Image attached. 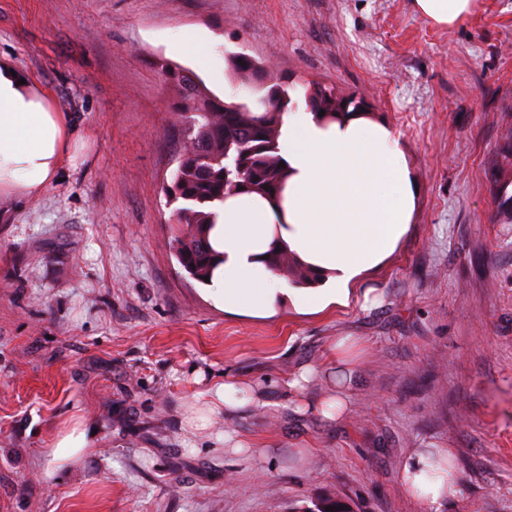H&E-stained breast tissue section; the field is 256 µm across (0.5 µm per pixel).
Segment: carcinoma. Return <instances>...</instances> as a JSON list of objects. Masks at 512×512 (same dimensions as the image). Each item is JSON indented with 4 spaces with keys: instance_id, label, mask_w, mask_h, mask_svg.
Here are the masks:
<instances>
[{
    "instance_id": "obj_1",
    "label": "carcinoma",
    "mask_w": 512,
    "mask_h": 512,
    "mask_svg": "<svg viewBox=\"0 0 512 512\" xmlns=\"http://www.w3.org/2000/svg\"><path fill=\"white\" fill-rule=\"evenodd\" d=\"M242 54L229 57L237 76L247 84L265 90L264 96L275 102V111L259 116L233 102H225L201 93L194 76L185 70L168 67L163 71L180 88L181 105L177 109L183 118L184 147L167 189L168 203L175 205L173 213L178 224L173 237V249L183 270L199 283L212 274L218 265V254L209 241L215 224L213 208L224 202L232 191L276 194L285 177L278 155L277 139L281 117L288 110L291 98L280 84L268 85L263 68L247 63L240 65ZM312 111L334 118L361 110L351 97H339L332 88L315 84L310 88ZM493 174L496 189V218L503 224L512 223V143L498 153ZM272 268L282 271L294 284L311 285L317 275L292 257L274 252L269 258Z\"/></svg>"
}]
</instances>
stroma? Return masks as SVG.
Segmentation results:
<instances>
[{
	"instance_id": "1",
	"label": "stroma",
	"mask_w": 512,
	"mask_h": 512,
	"mask_svg": "<svg viewBox=\"0 0 512 512\" xmlns=\"http://www.w3.org/2000/svg\"><path fill=\"white\" fill-rule=\"evenodd\" d=\"M449 27L413 0H0V56L77 120L88 147L36 198L0 214V512H304L334 494L352 512H512V223L491 164L512 137V0H476ZM196 30L215 84L169 49ZM244 53L303 104L312 83L363 101L398 134L417 205L363 287L377 309L225 315L172 247L164 189L177 163V86L255 104L229 71ZM339 336L366 344L352 407L329 421L284 385L341 371ZM263 384L269 407L208 411L213 384ZM90 453L53 469L62 425ZM231 431L264 459L226 451ZM415 448H449L456 500L430 510L403 490Z\"/></svg>"
}]
</instances>
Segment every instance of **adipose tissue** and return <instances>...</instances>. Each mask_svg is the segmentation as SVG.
Returning <instances> with one entry per match:
<instances>
[{
    "instance_id": "ef3b65f1",
    "label": "adipose tissue",
    "mask_w": 512,
    "mask_h": 512,
    "mask_svg": "<svg viewBox=\"0 0 512 512\" xmlns=\"http://www.w3.org/2000/svg\"><path fill=\"white\" fill-rule=\"evenodd\" d=\"M85 145L45 90L0 57V201L38 196ZM277 145L288 173L279 199L232 194L217 210L209 239L220 262L208 284L216 302L225 314L262 320L285 307L314 315L333 305L378 306L381 295L359 282L394 252L417 199L397 134L365 112L331 120L301 105L283 114ZM273 249L316 270L320 286L290 284L267 263ZM209 394L228 415L268 403L266 388L229 377ZM88 444L86 424L76 421L57 435L51 461L67 465ZM448 454L430 448L407 455L401 481L422 506L458 496Z\"/></svg>"
}]
</instances>
